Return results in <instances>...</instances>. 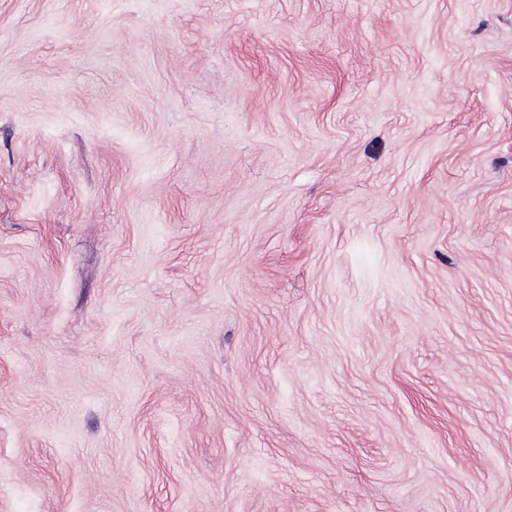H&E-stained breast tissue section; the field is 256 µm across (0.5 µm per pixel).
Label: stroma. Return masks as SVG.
Listing matches in <instances>:
<instances>
[{"label": "stroma", "instance_id": "35a3bbf8", "mask_svg": "<svg viewBox=\"0 0 512 512\" xmlns=\"http://www.w3.org/2000/svg\"><path fill=\"white\" fill-rule=\"evenodd\" d=\"M0 512H512V0H0Z\"/></svg>", "mask_w": 512, "mask_h": 512}]
</instances>
